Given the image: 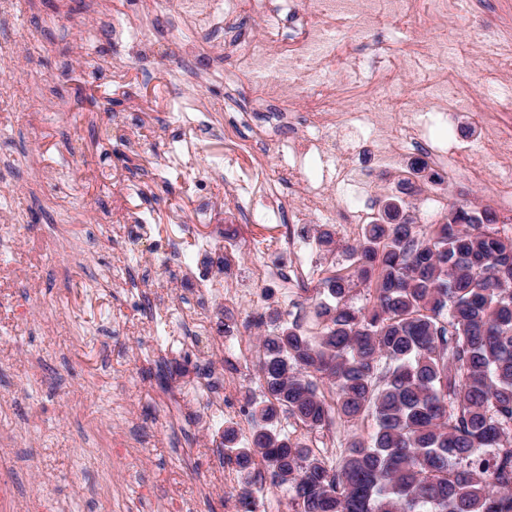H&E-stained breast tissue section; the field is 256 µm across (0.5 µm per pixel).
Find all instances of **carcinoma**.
I'll use <instances>...</instances> for the list:
<instances>
[{
    "instance_id": "obj_1",
    "label": "carcinoma",
    "mask_w": 512,
    "mask_h": 512,
    "mask_svg": "<svg viewBox=\"0 0 512 512\" xmlns=\"http://www.w3.org/2000/svg\"><path fill=\"white\" fill-rule=\"evenodd\" d=\"M497 214L452 206L418 227L399 200L344 247L352 272L323 279L314 328L277 311L253 326L265 398L249 411L245 466L267 462L291 512H512V239ZM373 291L354 308V288ZM372 417L336 464L277 433Z\"/></svg>"
}]
</instances>
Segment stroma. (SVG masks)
<instances>
[{
  "label": "stroma",
  "instance_id": "35a3bbf8",
  "mask_svg": "<svg viewBox=\"0 0 512 512\" xmlns=\"http://www.w3.org/2000/svg\"><path fill=\"white\" fill-rule=\"evenodd\" d=\"M0 18V87L19 105L0 112V483L17 489L0 512H37L54 504L62 512H169L184 498L189 512H222L224 499L241 483L214 475L224 466L225 428L243 422L196 425L209 394L181 401L174 420L159 406L170 386L192 380L197 364L223 370L224 358L196 344L192 355L175 352L150 360L140 333V314L128 306L130 277L164 282L168 305L186 331L201 308L191 290L213 253L198 245L224 246L225 229L240 240H274L279 230L263 221H241L227 193L224 169V87L220 82L175 83L177 46L189 31L176 11L151 15L156 57L134 63L126 35L111 32L103 5L113 0H15ZM120 65L110 82H87L98 60ZM456 76L470 87V106L456 112L453 129L467 142L479 132L476 114L488 108L478 74L458 62ZM131 147L114 154L123 139ZM208 177L211 193L200 196L193 174ZM374 210L400 194L416 224H428L419 200L428 194L450 204L492 207L489 186L458 179L437 184L414 172L410 160L370 175ZM147 215L152 238L174 249L154 267L144 246L132 239L114 249L117 218ZM314 223L298 225L310 238L319 277L348 273L343 244L361 228L330 225L332 248L315 243ZM70 237L96 236L91 254L74 261L52 246L60 230ZM112 434L129 439L124 459L110 474L90 466L87 451Z\"/></svg>",
  "mask_w": 512,
  "mask_h": 512
}]
</instances>
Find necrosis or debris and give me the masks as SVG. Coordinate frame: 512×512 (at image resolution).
I'll list each match as a JSON object with an SVG mask.
<instances>
[{"mask_svg":"<svg viewBox=\"0 0 512 512\" xmlns=\"http://www.w3.org/2000/svg\"><path fill=\"white\" fill-rule=\"evenodd\" d=\"M481 0H370L364 24H357L336 0H180L178 13L202 33L233 28L237 17L260 22L259 38L235 43L242 72L224 74V107L234 109L241 75L253 79L251 93L276 122H287L288 135L278 142L275 180L295 199L291 225L318 221L345 226L366 224L372 206L368 168L395 165L407 155L427 159L435 181L448 183L464 176L491 186L497 213L512 219V168L498 166L512 155V95L502 92L512 79V38L484 22ZM466 20L469 35L459 41V53L481 72L484 93L494 118L482 121L481 137L464 150H450L430 138L412 107L421 99L435 112L461 109L467 89L455 78L456 59L448 55V21ZM399 30L422 26L436 39H407L400 53L380 40L382 26ZM411 75V93H404L403 75ZM400 122H389L390 113ZM318 160L322 178H301L305 159ZM283 230L275 248L281 259H266L264 242L253 241L251 284L277 279L287 283V309L298 299L293 292L310 275L311 267L290 230ZM198 333L211 337L213 350L224 355V395L207 405L204 421L243 416L246 404L236 383L251 354L246 325L225 326L213 335L210 318H201ZM245 478L248 499L224 500V512H282L273 493L265 462L252 461L240 470L234 455L224 458V480Z\"/></svg>","mask_w":512,"mask_h":512,"instance_id":"obj_1","label":"necrosis or debris"}]
</instances>
